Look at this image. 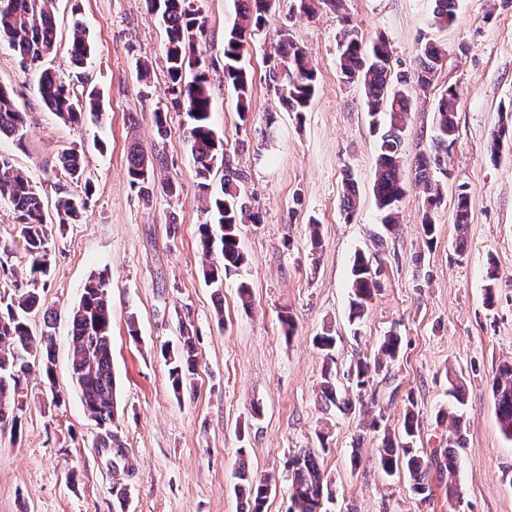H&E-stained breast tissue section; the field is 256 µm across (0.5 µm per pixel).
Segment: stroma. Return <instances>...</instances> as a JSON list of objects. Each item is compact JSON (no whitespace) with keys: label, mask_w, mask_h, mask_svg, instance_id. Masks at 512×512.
<instances>
[{"label":"stroma","mask_w":512,"mask_h":512,"mask_svg":"<svg viewBox=\"0 0 512 512\" xmlns=\"http://www.w3.org/2000/svg\"><path fill=\"white\" fill-rule=\"evenodd\" d=\"M240 0H192L206 21L195 51L206 60L213 127L224 153L242 170L259 223L241 227L243 275L221 292L207 285L198 226L207 214L185 137L187 118L169 104L166 34L145 0H52L57 50L39 69H26L0 43V86L24 114L27 140H0V155L25 171L56 219L59 197L82 198L79 223L50 243L51 272L40 293L54 313L51 376L32 370L17 438L0 435V512H115L112 488L126 486V512H248L238 467L271 479L264 512H288V460L313 449L328 478L323 512H512V437L499 426L493 384L512 365V140L491 159L490 137L512 124V0H458L457 20L433 25L434 0H343L334 11L314 0H280L244 56L251 103L240 115L224 82V33ZM92 41L89 91L102 104L100 121L63 122L40 99V70L68 79L74 20ZM365 41L385 36L395 69L416 65L421 42L448 48V62L427 98L413 107L402 146L404 174L429 151L435 102L448 86L461 93L458 139L443 182L433 239L421 218L424 200L408 188L399 222L385 229L373 194L379 133L371 126L359 85L340 78L336 35L343 20ZM309 52L317 70L313 103L288 111L269 86L273 46L281 29ZM150 62L149 81L138 66ZM165 113L157 126V113ZM139 144L176 195L143 198L128 177V148ZM66 149L85 160L82 180L57 165ZM356 181L353 214L343 204L344 175ZM469 197L464 252H457L456 191ZM375 258L382 288L359 324L349 321V281L357 252ZM104 274L112 301V371L118 408L112 430L133 460L113 468L97 446L72 383L71 312L90 276ZM253 296L243 309L238 285ZM493 294H486V285ZM136 317L138 337L127 321ZM292 317L286 334L283 317ZM197 345L191 390L175 394L161 355L184 328ZM397 330L400 356L356 389L348 378L358 357L377 352ZM336 338L326 366L315 336ZM336 375L352 408L324 403V368ZM465 385L463 446L455 475L433 473L427 492L405 472L380 465L384 436L403 446L408 403H415L412 447L428 454L447 445L439 414L451 405L449 376ZM380 428H371L372 415Z\"/></svg>","instance_id":"1"}]
</instances>
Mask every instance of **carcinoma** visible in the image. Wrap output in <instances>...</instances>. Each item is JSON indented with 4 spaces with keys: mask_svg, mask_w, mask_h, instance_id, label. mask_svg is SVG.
I'll use <instances>...</instances> for the list:
<instances>
[{
    "mask_svg": "<svg viewBox=\"0 0 512 512\" xmlns=\"http://www.w3.org/2000/svg\"><path fill=\"white\" fill-rule=\"evenodd\" d=\"M160 14L168 37L166 48L167 72L170 80L168 94L172 108L186 113V138L194 161V172L199 186L209 199L205 207L206 220L198 226L199 245L205 257L211 259L204 277L209 286L220 291L224 276L241 271L246 256L241 249L239 226L259 223V215L248 204L241 190V173L230 167L224 157V144L211 125L210 78L200 58H192L195 40L204 32V20L191 0H150ZM276 9V0H241L237 21L224 34V82L236 93L240 116L249 109L251 89L247 71L241 61L249 41L244 34L254 37L267 24V17ZM457 18L456 0H435L433 24L446 28ZM57 28L48 0H0V42L8 44L25 67L36 65L56 49ZM91 53V39L79 22L73 25L69 50L71 82L63 83L47 70L41 72L39 94L46 107L70 123L82 121L85 115L102 114L98 99L92 95L78 98L71 83L85 82V67ZM390 43L380 38L367 45L357 27L344 22L337 37V66L347 83H361L367 112L372 125L378 126L382 117L385 131L377 151L376 178L373 193L382 223L390 230L397 223L398 204L406 195L407 183L403 174L402 145L411 105L416 99L413 85L427 93L436 74L443 68L447 49L431 41L420 45L415 68L396 71L392 65ZM279 62L268 72L270 87L280 102L291 112H304L311 105L316 92L317 71L307 52L298 47L283 31L277 44ZM461 103L459 90L446 88L435 107V135L430 153H423L414 162V186L423 194L425 210L422 228L427 243L435 233L433 212L441 202L442 188L435 174H447L448 158L457 141L456 112ZM13 140L25 146L24 117L19 112L13 95L0 86V139ZM61 167L73 178L84 173V158L75 150L62 152L58 158ZM219 165L224 166V181L220 190H211L210 176ZM128 176L133 186L144 194L159 187L169 195L174 192L170 180L156 183L154 167L145 163L142 150L133 146L128 154ZM0 196L8 199L16 218L17 234L28 259L26 287L18 288L6 304L0 303V431L10 429V437L17 438L25 413L19 394L20 383L26 381L32 365L29 357L36 350L43 354L42 367L47 380H52V351L54 336L52 322L44 320V329L34 335L27 324V315L45 306L38 281L47 276L50 268L48 249L53 225L46 222L43 203L29 177L13 169L10 161L0 156ZM58 224L78 221L82 203L71 197H61L56 204ZM109 283L102 274L92 276L84 287L79 304L71 315L72 356L71 378L80 393L84 410L101 429L98 446L112 449V465L128 467V452L112 434L111 424L116 413V381L112 372V306L108 294ZM349 319L363 318L367 304L381 288L377 270L364 253L355 254L350 278ZM400 336L389 332L380 346L378 357L360 360L353 368L356 387L368 384L370 372L379 370L385 361L398 358ZM169 366L172 389L182 391L191 385L196 370L195 341L190 332H183L182 341L175 349L162 351ZM494 397L501 431L512 436V366L500 369L494 382ZM452 425L454 438L448 439V448L434 452L429 459L404 447L403 455L394 451L392 439L384 437L381 465L385 472L405 469L414 489L425 491L429 473L436 469L453 474L458 468L456 449L461 447L462 417L456 411L443 413ZM291 472V512H321L325 475L319 457L304 449L288 460ZM238 478L250 498L249 512H263L270 492L269 483L240 469Z\"/></svg>",
    "mask_w": 512,
    "mask_h": 512,
    "instance_id": "1",
    "label": "carcinoma"
}]
</instances>
